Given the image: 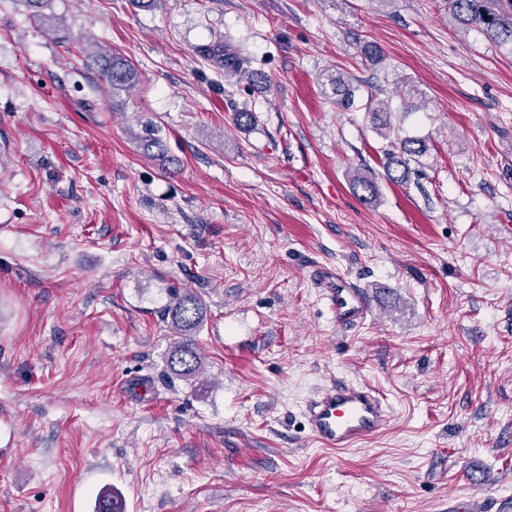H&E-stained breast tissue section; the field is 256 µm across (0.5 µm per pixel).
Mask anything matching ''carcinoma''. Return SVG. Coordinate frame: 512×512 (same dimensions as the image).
Here are the masks:
<instances>
[{"instance_id": "carcinoma-1", "label": "carcinoma", "mask_w": 512, "mask_h": 512, "mask_svg": "<svg viewBox=\"0 0 512 512\" xmlns=\"http://www.w3.org/2000/svg\"><path fill=\"white\" fill-rule=\"evenodd\" d=\"M448 10L462 24L475 26L485 37L497 46H512V0H448ZM199 53L224 67L226 71L242 73L248 59L238 52H231L224 44L213 43L199 49ZM88 65L98 73L104 93L118 96L124 91L137 87L140 74L126 57L108 50H94L86 53ZM340 95V105L348 107L353 103L355 87L348 84L341 74L331 78ZM145 135L138 136L139 146L148 157L165 155L161 129L153 124L144 126ZM386 151L385 166L387 178L403 183L409 178L410 169L402 156H418L424 146L415 140L390 138ZM207 316V305L201 295L190 289H173L170 300L161 310V317L167 322L175 340L169 358L172 372L185 381L192 380L202 369V359L194 342ZM95 512H125L121 495L110 489L101 491L97 497Z\"/></svg>"}]
</instances>
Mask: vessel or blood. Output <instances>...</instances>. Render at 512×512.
<instances>
[{
  "label": "vessel or blood",
  "mask_w": 512,
  "mask_h": 512,
  "mask_svg": "<svg viewBox=\"0 0 512 512\" xmlns=\"http://www.w3.org/2000/svg\"><path fill=\"white\" fill-rule=\"evenodd\" d=\"M314 281L337 327L360 323L370 314L366 292L339 267H316ZM388 414L389 405L381 393L367 384L345 380L330 381L304 409L311 439L330 450H347L372 438L382 430Z\"/></svg>",
  "instance_id": "vessel-or-blood-1"
}]
</instances>
